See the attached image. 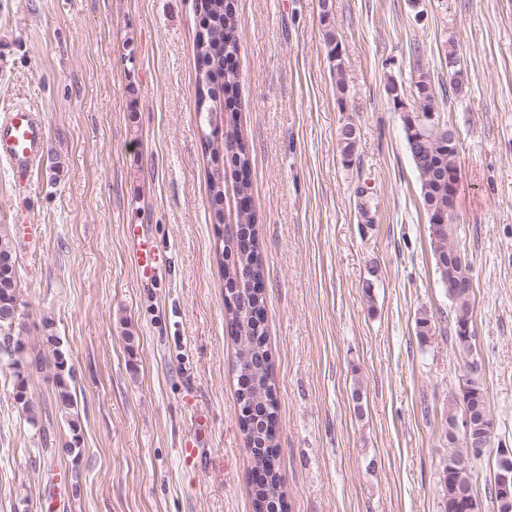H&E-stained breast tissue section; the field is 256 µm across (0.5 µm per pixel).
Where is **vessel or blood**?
Returning <instances> with one entry per match:
<instances>
[{
	"label": "vessel or blood",
	"instance_id": "1",
	"mask_svg": "<svg viewBox=\"0 0 512 512\" xmlns=\"http://www.w3.org/2000/svg\"><path fill=\"white\" fill-rule=\"evenodd\" d=\"M45 145V124L40 115L30 107L17 106L0 116V160L13 172L26 173ZM134 238L132 261L142 277H150L159 261L160 251L153 241L139 238L136 228H129Z\"/></svg>",
	"mask_w": 512,
	"mask_h": 512
}]
</instances>
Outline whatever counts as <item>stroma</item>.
<instances>
[{
    "label": "stroma",
    "mask_w": 512,
    "mask_h": 512,
    "mask_svg": "<svg viewBox=\"0 0 512 512\" xmlns=\"http://www.w3.org/2000/svg\"><path fill=\"white\" fill-rule=\"evenodd\" d=\"M331 3L338 60L319 0H237L234 119L262 222L289 512H443L445 419L464 377L405 121L419 71L443 86L451 50L468 91L438 115L458 143L454 242L474 267L494 422L473 491L479 512H498L489 486L498 449L512 448V0ZM193 4L0 0V110L30 106L47 126L24 185L0 161V225L20 276L14 333L25 351H64L74 399L60 407L50 368L28 378L23 410L0 356V512H252ZM130 224L169 257L152 281L131 262ZM75 434L79 460L43 456Z\"/></svg>",
    "instance_id": "35a3bbf8"
}]
</instances>
